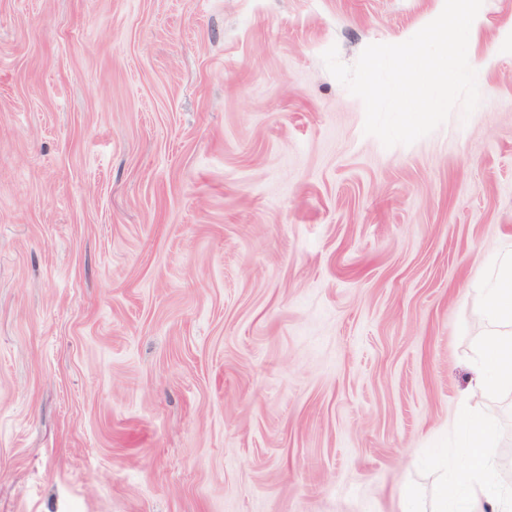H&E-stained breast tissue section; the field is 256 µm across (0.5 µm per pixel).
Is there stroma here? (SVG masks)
<instances>
[{
	"mask_svg": "<svg viewBox=\"0 0 512 512\" xmlns=\"http://www.w3.org/2000/svg\"><path fill=\"white\" fill-rule=\"evenodd\" d=\"M444 0H0V512H429L512 247V0L384 147L327 70Z\"/></svg>",
	"mask_w": 512,
	"mask_h": 512,
	"instance_id": "obj_1",
	"label": "stroma"
}]
</instances>
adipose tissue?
<instances>
[{
  "label": "adipose tissue",
  "mask_w": 512,
  "mask_h": 512,
  "mask_svg": "<svg viewBox=\"0 0 512 512\" xmlns=\"http://www.w3.org/2000/svg\"><path fill=\"white\" fill-rule=\"evenodd\" d=\"M485 315L493 326L482 353L473 363L474 381L481 391L512 392V247L495 259V271L483 284ZM467 436L463 454L448 460L449 485L443 486L430 512H458L460 496L484 499L491 512H512V491L503 490L497 479V464L491 443L493 418L462 410Z\"/></svg>",
  "instance_id": "adipose-tissue-1"
}]
</instances>
